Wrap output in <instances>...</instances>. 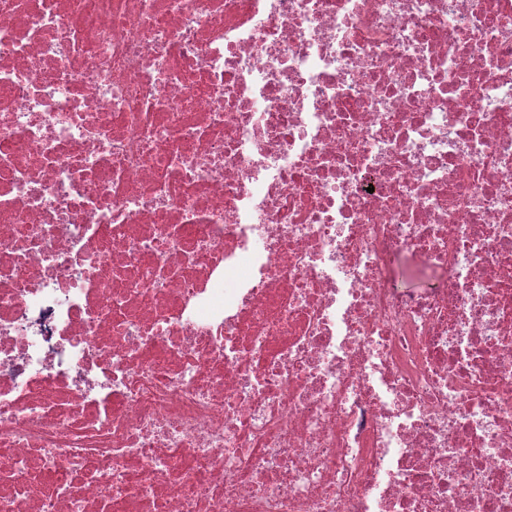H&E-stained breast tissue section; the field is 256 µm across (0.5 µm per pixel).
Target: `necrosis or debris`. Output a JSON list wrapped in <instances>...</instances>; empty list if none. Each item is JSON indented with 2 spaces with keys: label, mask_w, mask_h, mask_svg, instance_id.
Listing matches in <instances>:
<instances>
[{
  "label": "necrosis or debris",
  "mask_w": 512,
  "mask_h": 512,
  "mask_svg": "<svg viewBox=\"0 0 512 512\" xmlns=\"http://www.w3.org/2000/svg\"><path fill=\"white\" fill-rule=\"evenodd\" d=\"M0 512H512V0H0Z\"/></svg>",
  "instance_id": "obj_1"
}]
</instances>
